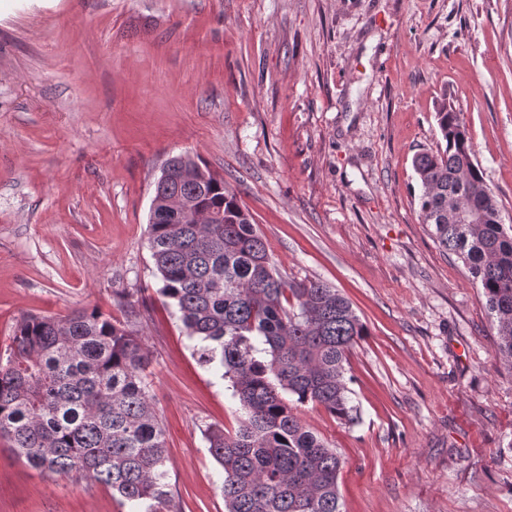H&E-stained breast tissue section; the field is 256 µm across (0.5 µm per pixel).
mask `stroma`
Segmentation results:
<instances>
[{
  "label": "stroma",
  "mask_w": 512,
  "mask_h": 512,
  "mask_svg": "<svg viewBox=\"0 0 512 512\" xmlns=\"http://www.w3.org/2000/svg\"><path fill=\"white\" fill-rule=\"evenodd\" d=\"M449 99L512 218V0H0V356L17 323H128L167 439L173 512H224L204 434L241 416L148 248L165 161L223 178L288 281L367 327L359 410L302 422L340 454L343 512H512V365L467 267L419 217L414 155ZM135 303L133 312L121 296ZM0 512H123L0 440Z\"/></svg>",
  "instance_id": "stroma-1"
}]
</instances>
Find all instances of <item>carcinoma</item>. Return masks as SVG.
I'll return each instance as SVG.
<instances>
[{
    "instance_id": "cac0c4a2",
    "label": "carcinoma",
    "mask_w": 512,
    "mask_h": 512,
    "mask_svg": "<svg viewBox=\"0 0 512 512\" xmlns=\"http://www.w3.org/2000/svg\"><path fill=\"white\" fill-rule=\"evenodd\" d=\"M435 117L443 144L413 159L420 217L480 285L497 355L512 364V224L499 221L460 114L445 100ZM172 161L156 184L148 244L162 295L244 410L234 432L205 434L224 473V512H341L342 460L293 407L312 402L354 421L346 364L366 326L338 289L279 276L224 179L189 157ZM176 195L224 222L188 223L170 207ZM148 363L142 337L95 311L23 318L0 358V439L36 470L107 487L127 512H171Z\"/></svg>"
}]
</instances>
